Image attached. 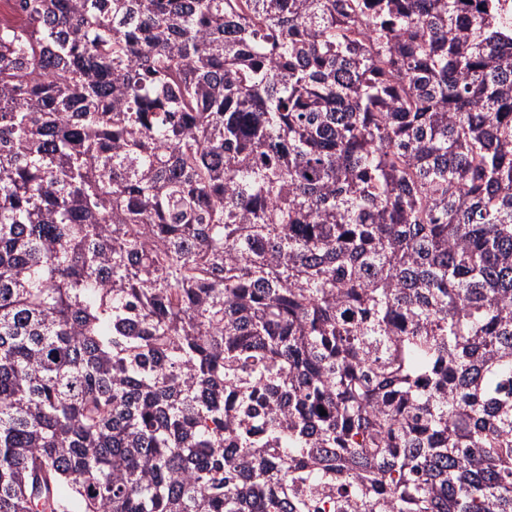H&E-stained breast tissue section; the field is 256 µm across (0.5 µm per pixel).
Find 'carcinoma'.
I'll list each match as a JSON object with an SVG mask.
<instances>
[{
  "instance_id": "1",
  "label": "carcinoma",
  "mask_w": 512,
  "mask_h": 512,
  "mask_svg": "<svg viewBox=\"0 0 512 512\" xmlns=\"http://www.w3.org/2000/svg\"><path fill=\"white\" fill-rule=\"evenodd\" d=\"M6 2L0 512H512L494 0Z\"/></svg>"
}]
</instances>
